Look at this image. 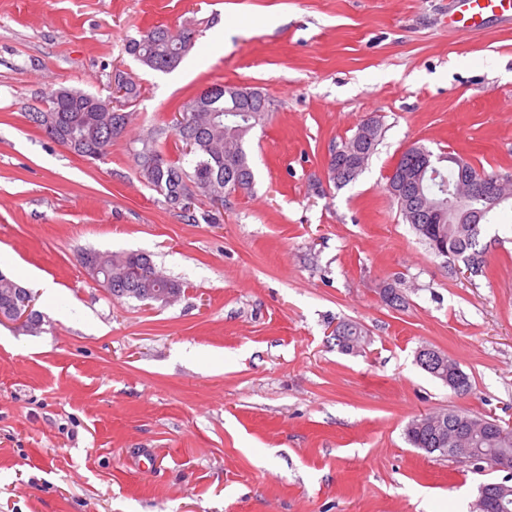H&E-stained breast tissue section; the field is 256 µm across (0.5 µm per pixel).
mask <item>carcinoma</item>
<instances>
[{
	"mask_svg": "<svg viewBox=\"0 0 512 512\" xmlns=\"http://www.w3.org/2000/svg\"><path fill=\"white\" fill-rule=\"evenodd\" d=\"M195 31L183 28L173 33L154 27L128 42L126 51L144 66L163 73L175 70L192 48ZM62 95H47L48 109L29 113V120L51 140L65 146L86 160H101L110 153L112 139L124 131L130 113L109 111L110 101L81 90L61 87ZM270 100L259 90L225 85L218 93L203 90L187 106L174 124L175 135L182 141L184 153L192 156L184 166L165 155L158 143L162 130L154 129L138 139L134 150L140 177L165 202L185 213L191 210L192 192L211 202L222 201L231 191L247 194L254 185V172L246 142L250 132L268 120ZM380 137L358 141L357 136L342 147L359 145L360 161L366 163L375 152ZM433 155L422 144L414 143L403 151L387 176V187L403 180L406 170L419 162L421 155ZM403 220L410 224L436 255L452 264L461 261L472 265L475 276L485 273L484 249L479 224L448 223V204L427 197L412 206L399 205ZM79 258L88 276L114 297L138 301L154 299L159 291H167V303L180 297L183 284L158 270L150 255L144 252L109 253L82 251ZM32 294L14 279L0 273V324L13 322L29 303ZM340 335L336 345L345 354L354 353L355 346L367 338L356 323L336 324ZM448 419V440L440 437L434 423ZM430 423L405 428L407 442L428 454L452 457L453 448H464L477 463L512 465V433L494 417L472 415L458 409H445L428 414Z\"/></svg>",
	"mask_w": 512,
	"mask_h": 512,
	"instance_id": "1",
	"label": "carcinoma"
}]
</instances>
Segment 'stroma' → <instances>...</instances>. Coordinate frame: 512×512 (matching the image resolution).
<instances>
[{"label":"stroma","mask_w":512,"mask_h":512,"mask_svg":"<svg viewBox=\"0 0 512 512\" xmlns=\"http://www.w3.org/2000/svg\"><path fill=\"white\" fill-rule=\"evenodd\" d=\"M448 0H0V271L36 296L37 334L0 325V512H471L502 471L426 454L414 417L512 424V203L481 236L487 276L448 268L385 190L410 144L512 172V27H446ZM196 31L170 73L125 46ZM141 88L89 162L28 120L48 87ZM214 84L262 91L251 193L169 208L133 150ZM365 170L329 180L367 119ZM81 248L151 255L177 302L116 299ZM400 279L407 305L380 295ZM349 320L368 345L341 353ZM439 348L457 395L415 362ZM375 124L377 125V128H378V134L376 135V137L372 141H360V143H359V146H360L359 152L362 155L360 158V162H364L362 167L357 168L356 170H353L352 173H348L343 176H339V177L333 176V170L336 169V157L334 156V152L336 150H338L336 152L342 153V150H339V149H341L343 147L345 148V147H348L349 145H353V144L357 146L358 132H356L355 135H353L350 139H348L344 143H342V146L340 148L332 150V152L330 154L329 165H328V177L330 180H332L336 184L345 185V184L355 180L361 174V172L365 169L370 157L375 152L376 147H377L378 142L381 137L379 126L376 122H375ZM373 127H374L373 124H371L370 122H367L365 124V126L360 130L358 137L361 139H364V140H370L373 137V132H374ZM342 171H344L343 166L338 167L336 169V175Z\"/></svg>","instance_id":"obj_1"}]
</instances>
